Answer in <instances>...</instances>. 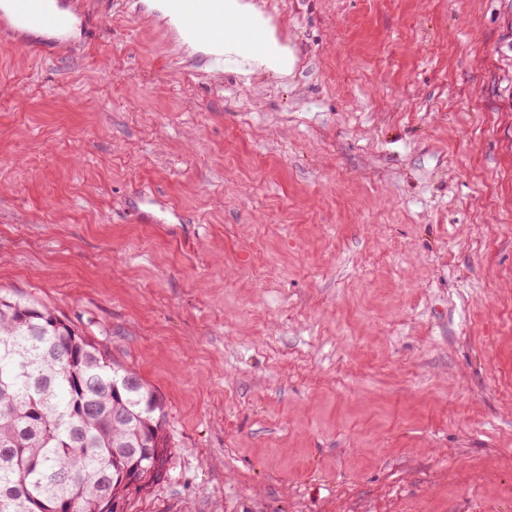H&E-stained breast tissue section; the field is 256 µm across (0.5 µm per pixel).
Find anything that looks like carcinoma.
Wrapping results in <instances>:
<instances>
[{
    "mask_svg": "<svg viewBox=\"0 0 512 512\" xmlns=\"http://www.w3.org/2000/svg\"><path fill=\"white\" fill-rule=\"evenodd\" d=\"M161 395L46 307L0 295V512H100L154 479Z\"/></svg>",
    "mask_w": 512,
    "mask_h": 512,
    "instance_id": "1",
    "label": "carcinoma"
}]
</instances>
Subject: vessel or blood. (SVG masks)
<instances>
[{
    "instance_id": "1",
    "label": "vessel or blood",
    "mask_w": 512,
    "mask_h": 512,
    "mask_svg": "<svg viewBox=\"0 0 512 512\" xmlns=\"http://www.w3.org/2000/svg\"><path fill=\"white\" fill-rule=\"evenodd\" d=\"M177 20L176 31L187 43L209 45L206 60L223 71L225 61H244L266 48L264 33L225 15L224 0H162ZM70 0H0V27L55 33L63 46L65 12Z\"/></svg>"
}]
</instances>
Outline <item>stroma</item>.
<instances>
[{
	"mask_svg": "<svg viewBox=\"0 0 512 512\" xmlns=\"http://www.w3.org/2000/svg\"><path fill=\"white\" fill-rule=\"evenodd\" d=\"M77 2L0 44V292L165 399L122 512H512L503 0H247L292 69L217 80Z\"/></svg>",
	"mask_w": 512,
	"mask_h": 512,
	"instance_id": "obj_1",
	"label": "stroma"
}]
</instances>
